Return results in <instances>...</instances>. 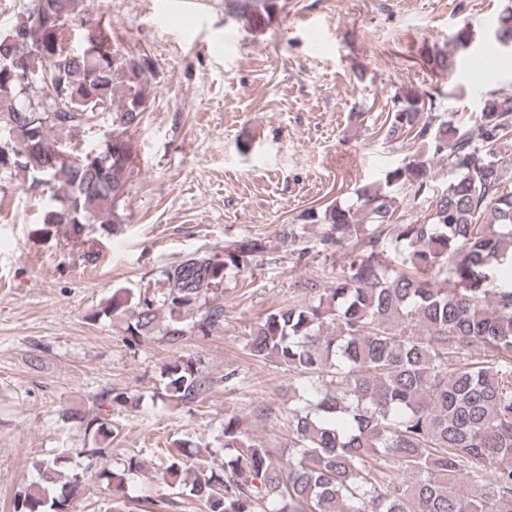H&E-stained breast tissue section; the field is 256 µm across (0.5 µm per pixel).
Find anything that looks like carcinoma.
Masks as SVG:
<instances>
[{
	"mask_svg": "<svg viewBox=\"0 0 512 512\" xmlns=\"http://www.w3.org/2000/svg\"><path fill=\"white\" fill-rule=\"evenodd\" d=\"M240 18L254 30L269 27L274 0H244ZM54 19L25 47L15 29L0 32V58L24 52L34 88L22 94L17 77L0 66V168H13L51 195L39 214L43 236L60 226L79 239L91 224L111 234L134 173L131 132L150 97L153 60L130 57L98 27L87 47L68 52L64 25L81 0H28L26 17ZM499 42L512 43V0L496 20ZM60 100L52 114L31 112L29 97ZM433 95L408 89L385 121L384 139H409L419 151L383 177L354 191L356 201L309 208L289 224L283 240L302 261L309 246L304 226L321 225L318 246L349 250L330 285L301 283L305 302L291 301L246 330L248 354L271 360L311 384L287 409L257 405L255 415L288 427V448H272L237 414H224V464L213 450L178 439L159 456L169 486L195 498L204 512H512V281L500 272L512 252V95H490L468 121L424 118ZM108 122L112 158L103 166L97 145L76 156L55 133L73 136L95 120ZM452 178L434 188L435 161ZM407 190L428 203L431 223H393ZM371 225L366 230L363 225ZM401 255L394 265L387 241ZM264 249L246 238L222 252L193 253L164 268L161 287L117 292L88 315L125 325L127 341H141L167 318L165 336L178 346L224 327V280L249 266ZM158 397L177 406L204 402L214 381L195 360L164 364ZM110 389L61 418L83 429V464L62 453L36 460V478L13 501V512H74L85 482L97 477L111 492V512H126L131 476L143 463L129 458L121 470L101 460L120 428L112 409L135 407Z\"/></svg>",
	"mask_w": 512,
	"mask_h": 512,
	"instance_id": "carcinoma-1",
	"label": "carcinoma"
}]
</instances>
